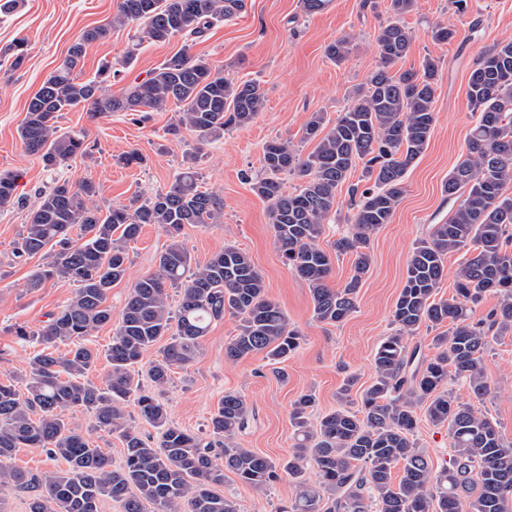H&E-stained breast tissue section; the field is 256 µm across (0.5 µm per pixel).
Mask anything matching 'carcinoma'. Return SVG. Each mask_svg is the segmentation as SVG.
Masks as SVG:
<instances>
[{
	"mask_svg": "<svg viewBox=\"0 0 512 512\" xmlns=\"http://www.w3.org/2000/svg\"><path fill=\"white\" fill-rule=\"evenodd\" d=\"M416 0H390L395 16L376 37L377 68L354 102L336 119L314 112L302 139L315 142L303 157L288 141L263 147L264 176L255 180L257 196L271 202V224L283 261L310 290L314 316L336 324L356 309L358 288L370 267V235L391 222L405 192L407 168L422 155L434 125L436 67L427 58L421 69L393 70L408 54L414 35L400 18ZM245 0H118L114 25L135 24L144 37L166 42L201 37L215 22L237 16ZM108 28L85 30L60 64L30 99L19 137L25 150L54 168L87 154L83 131L60 132V113L82 106L95 117L115 112H159L174 104L183 126L202 142L218 139L230 128L253 122L265 108V93L255 80L231 82L184 47L165 59L142 81L120 94L103 84L117 76L106 64L99 78L82 81L76 69L86 46L105 39ZM349 41L338 39L327 57L342 62ZM468 104L476 115L464 156L443 184V194L459 201L442 224H434L413 248L406 279L394 304L395 330L373 355L374 381L362 393L361 408L314 415L316 397L301 395L290 421L296 441L288 458L275 462L235 446L248 424L250 408L238 392L227 391L210 418L212 440L168 422L166 407L155 393L134 385L143 355L164 346L148 367L157 388L170 381L173 367L193 363L210 324L230 314L239 318L238 333L224 345V358L237 361L263 353L284 362L299 348V332L284 310L267 297L262 273L249 255L234 245L198 263L180 241L187 224H209L222 212L213 191L201 189L189 166L166 190L141 201L101 209L90 179L67 180L40 194L15 243V257H32L47 246L46 262L25 284L34 291L49 280L75 285L63 308L43 325L18 326L15 333L43 345L26 372L25 392L0 382V483L31 493L29 512H100L109 499L120 512H237L219 491L224 472L240 483L264 489L288 474L294 493L279 512H512V443L496 425L448 390L464 380L483 400L490 386L483 355L490 337L512 330V38L494 44L468 77ZM358 196L348 233L321 246L326 225L336 216V194L356 169ZM293 174L301 185L282 189L280 175ZM18 203L17 178L0 174V207ZM163 229L170 244L153 272L137 279L126 297L121 321L106 351L110 366L104 384L88 374L99 353L88 337L112 321L107 299L126 275L128 244L144 225ZM80 238L72 240V229ZM354 256L352 275L340 288L328 285L331 255ZM462 253L454 294L437 297L449 253ZM181 296L172 305L169 289ZM497 303L480 318L475 309L488 295ZM448 330L433 337L429 358L406 338L421 326ZM68 341L64 354L51 348ZM133 404L141 419L159 430L160 440L144 439L128 423ZM426 404L435 425L448 426L452 455L435 473L414 439L416 408ZM81 408L95 427L116 433L123 443L118 469L102 449L70 427L67 412ZM19 448H41L67 469L34 474L9 465ZM318 476L305 478L307 465ZM402 470L393 483V470Z\"/></svg>",
	"mask_w": 512,
	"mask_h": 512,
	"instance_id": "1",
	"label": "carcinoma"
}]
</instances>
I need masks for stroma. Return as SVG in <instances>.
Masks as SVG:
<instances>
[{
	"label": "stroma",
	"instance_id": "obj_1",
	"mask_svg": "<svg viewBox=\"0 0 512 512\" xmlns=\"http://www.w3.org/2000/svg\"><path fill=\"white\" fill-rule=\"evenodd\" d=\"M389 4L390 0H376L371 8L362 0H330L322 12L308 15L301 0H246L237 17L214 25L193 42L191 52L229 81L260 82L266 104L254 122L202 143L186 127L179 136L170 134L178 112L174 105L143 116L117 112L102 118L77 107L62 112L59 127L85 131L90 150L53 170L24 150L18 129L29 99L85 29L111 26L108 39L87 46L80 72L81 79L88 80L98 76L103 63H111L118 71L105 85L111 94L146 78L180 51L184 40L138 42L136 25L113 24L117 0H21L14 12L0 18V52L18 40L27 42L21 68L0 70V173L17 177L22 198L19 205L0 208V382L17 379L41 349L37 342L15 336L14 326L38 328L74 292L72 284L56 280L33 293L25 289L45 257L38 254L20 261L13 250L39 193L59 180L77 184L89 179L96 184L99 206L125 205L167 189L191 163L187 154L193 151L197 159L191 164L203 187L219 194L223 209L216 223L185 225L184 245L200 263L228 244L247 252L264 277L268 297L280 304L299 331L301 346L278 364L261 354L230 362L224 358V345L235 335L238 321L227 316L213 322L200 356L174 370L160 395L169 422L208 438L210 417L224 392H241L251 418L237 434V446L278 462L292 452L290 412L302 393L316 395L321 413L339 407L358 410L363 391L373 382L374 351L393 330L391 313L404 285L408 257L429 226L448 218L456 207L444 197L442 185L475 121L467 99L469 73L484 50L512 37V0H467L462 11L452 0H416L414 10L404 16L414 40L397 67L416 69L425 58L435 60V122L426 151L407 171L406 191L391 223L370 237L371 265L355 312L340 325H329L315 318L307 284L283 263L270 223V204L254 193L251 182L263 175L262 148L267 141L287 139L301 154H309L314 145L301 134L311 113L332 118L349 106L356 89L378 65L375 38L392 18ZM435 22L453 28L455 37L447 43L433 42L428 27ZM345 36L351 41L349 55L344 62L333 63L325 48ZM131 48L136 51L132 57L127 54ZM133 150L143 155L142 164H118L119 155ZM167 243L165 232L154 224L144 225L138 240L130 243L127 274L108 295L113 320L91 336L93 348L107 349L130 287L154 270ZM483 365L492 388L485 400L475 401L462 383L452 382L449 388L457 401L476 404L504 441L512 442V334L491 339ZM351 376L356 384L348 396H340ZM415 438L434 469H441L451 452L447 427L419 415ZM223 492L235 502L237 512H278L293 488L284 476L271 487L256 490L228 472Z\"/></svg>",
	"mask_w": 512,
	"mask_h": 512
}]
</instances>
